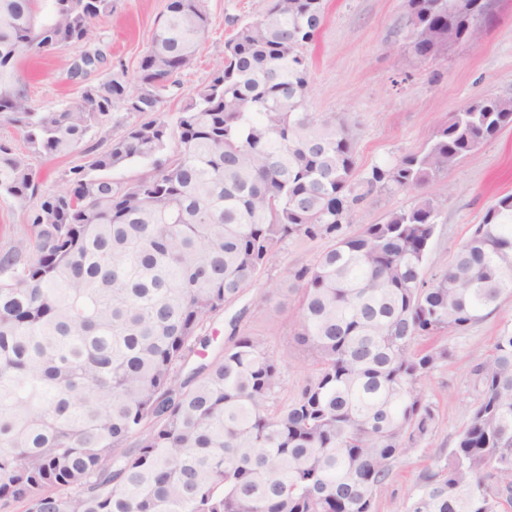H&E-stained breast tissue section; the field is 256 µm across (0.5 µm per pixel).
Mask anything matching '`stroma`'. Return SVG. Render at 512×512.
Wrapping results in <instances>:
<instances>
[{
	"label": "stroma",
	"mask_w": 512,
	"mask_h": 512,
	"mask_svg": "<svg viewBox=\"0 0 512 512\" xmlns=\"http://www.w3.org/2000/svg\"><path fill=\"white\" fill-rule=\"evenodd\" d=\"M167 0H112V10L95 29L93 47L108 57L107 68L86 81L67 73L81 46L51 50L20 66L22 84L35 107L61 109L78 101L84 83L109 75V66L123 64L127 80H135L138 61L147 51ZM268 0H209L206 39L193 64L180 77L179 94L163 107L175 122L193 90L210 80L224 59V43L235 25L258 18ZM405 0H325L323 25L306 49L309 62V111L347 115L357 134L356 191L352 234L366 224L382 223L387 213L412 207L420 194L431 195L438 218L424 277H440L453 250L479 224L496 199L512 193V125L424 188L368 186L372 168H388L419 151L438 127L463 106L488 96L512 97V0H493L491 19L477 43L449 44L444 54L419 60L410 54ZM134 114L116 110L103 126L93 127L83 147L65 157L36 156L39 193L54 195L66 186L70 168L87 164V146L109 142ZM330 245L326 239L291 238L277 247L276 260L208 330L213 347L227 345L229 321L239 317L242 329L262 339L282 359L278 403L297 397L315 372V361L295 336L301 291L296 270L312 266ZM512 320V296L500 308L466 329L441 334L446 363L436 367L421 389L437 406L432 434L400 455L389 481L374 499V512H407L422 476L442 466L455 447L468 411L478 396L474 369L493 349L502 323Z\"/></svg>",
	"instance_id": "1"
}]
</instances>
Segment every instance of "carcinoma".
Returning <instances> with one entry per match:
<instances>
[{"instance_id": "cac0c4a2", "label": "carcinoma", "mask_w": 512, "mask_h": 512, "mask_svg": "<svg viewBox=\"0 0 512 512\" xmlns=\"http://www.w3.org/2000/svg\"><path fill=\"white\" fill-rule=\"evenodd\" d=\"M0 0V198L29 210L30 235L0 250V509L23 512H372L392 463L429 437L436 405L419 388L448 360L421 346L512 294V193L487 209L438 280L423 267L438 211L424 195L353 235L355 134L307 110L305 55L323 0H269L225 42L224 61L170 129L163 103L196 58L208 0H167L136 82L114 73L63 110L35 108L20 62L89 43L112 0ZM414 55L478 42L475 17L448 32L454 0H406ZM99 49L72 79L102 67ZM116 108L132 124L66 188L34 203V156H66ZM512 124V97L453 113L426 148L369 183L428 185ZM176 139V149L156 159ZM155 160L134 180L112 170ZM294 236L331 246L294 279L296 336L317 368L275 404L282 367L231 321L210 361L203 330ZM479 394L446 463L408 512L512 508V324L476 368Z\"/></svg>"}]
</instances>
